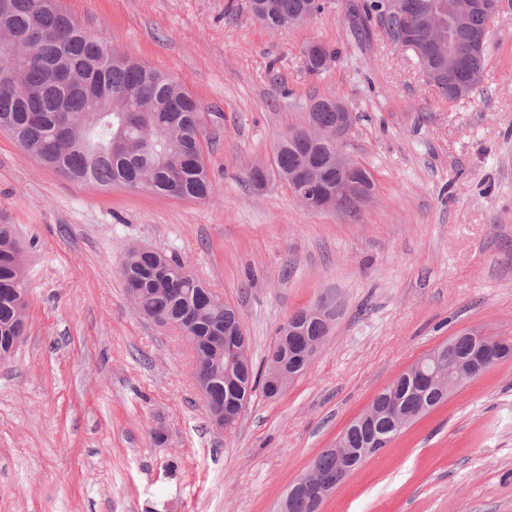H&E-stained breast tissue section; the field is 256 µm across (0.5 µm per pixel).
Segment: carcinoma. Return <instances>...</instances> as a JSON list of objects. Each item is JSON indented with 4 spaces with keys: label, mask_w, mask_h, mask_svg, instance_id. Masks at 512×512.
Returning a JSON list of instances; mask_svg holds the SVG:
<instances>
[{
    "label": "carcinoma",
    "mask_w": 512,
    "mask_h": 512,
    "mask_svg": "<svg viewBox=\"0 0 512 512\" xmlns=\"http://www.w3.org/2000/svg\"><path fill=\"white\" fill-rule=\"evenodd\" d=\"M265 22L274 27H293L304 11L322 8L320 0H265ZM389 0H356L348 4L354 33L362 38L373 29L385 30L396 47L418 36V31L389 10ZM7 11L16 46L28 51L21 57L26 84L37 91L23 98L12 86L0 84V131L27 153L63 176L108 187L120 184L136 188L142 184L153 193L177 199L206 200L214 184L206 164L211 144L207 135L206 105L164 72L142 62H131L107 48L99 39L72 23L57 0H0ZM42 29L34 45L33 21ZM492 17L476 11L457 30L465 41L488 34ZM486 50L475 48L460 61L453 73L440 74V93L455 100L448 80L467 84L482 71ZM308 125L322 137L313 143L299 138L303 128L284 134L276 143L272 168L283 182L295 167L312 161L323 186L336 192L332 160L336 154V105L328 98L315 99L309 106ZM352 179L374 189L371 172L352 161ZM26 259L13 228L0 224V351L25 330L20 308L27 306ZM119 273L125 285L139 288L136 309L156 323L177 321L187 310L195 312L186 325L187 342L196 354L202 373L209 377L216 403L224 405L232 390L253 399L266 396L270 365L255 370L253 364L232 363L224 353V336L243 332L237 311L229 304L200 302L205 283L191 274L185 264L160 252L128 248ZM422 400L433 409L448 400L437 391L420 387L416 379L401 374L376 401ZM389 430L382 420L372 425L354 421L344 429L345 447H362L367 434ZM313 465L328 476L336 474V454L325 449Z\"/></svg>",
    "instance_id": "carcinoma-1"
}]
</instances>
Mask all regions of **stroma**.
Wrapping results in <instances>:
<instances>
[{"label":"stroma","mask_w":512,"mask_h":512,"mask_svg":"<svg viewBox=\"0 0 512 512\" xmlns=\"http://www.w3.org/2000/svg\"><path fill=\"white\" fill-rule=\"evenodd\" d=\"M283 32L246 0H58L87 32L216 112L204 201L61 176L0 132V224L26 247V338L0 362V512H274L312 459L416 360L466 331L512 338V15L489 24L473 93L448 101L414 56L355 38L346 0ZM317 42L335 57L309 74ZM353 115L372 198L311 211L255 187L312 98ZM178 257L231 304L261 362L331 299L306 372L217 430L176 331L130 303L120 258ZM164 427L165 445L151 432ZM320 512H512V359L364 462Z\"/></svg>","instance_id":"stroma-1"}]
</instances>
